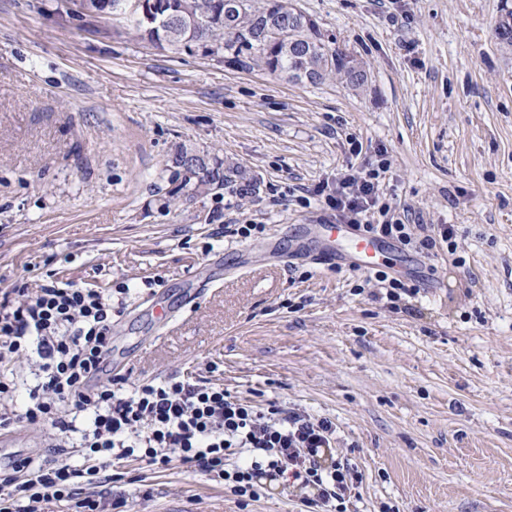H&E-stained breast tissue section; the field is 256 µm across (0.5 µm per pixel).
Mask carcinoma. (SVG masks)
Instances as JSON below:
<instances>
[{"label":"carcinoma","instance_id":"carcinoma-1","mask_svg":"<svg viewBox=\"0 0 512 512\" xmlns=\"http://www.w3.org/2000/svg\"><path fill=\"white\" fill-rule=\"evenodd\" d=\"M171 9L146 20L132 13L140 38L160 50L193 52L215 46L225 59L253 63L291 81L312 84L339 79L353 87L367 81L363 61L331 47L317 22L288 0H170ZM496 38L512 46V12L494 28ZM174 177L192 195L226 184L251 194L257 182L243 172L188 149L176 153Z\"/></svg>","mask_w":512,"mask_h":512}]
</instances>
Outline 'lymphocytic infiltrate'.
<instances>
[{"label":"lymphocytic infiltrate","mask_w":512,"mask_h":512,"mask_svg":"<svg viewBox=\"0 0 512 512\" xmlns=\"http://www.w3.org/2000/svg\"><path fill=\"white\" fill-rule=\"evenodd\" d=\"M386 162L344 173L325 203L336 219L419 251L454 241L415 239L407 215L382 198ZM112 348V292L46 276L0 292V430L45 429L55 447L77 448L83 462L15 460L0 469V512H46L49 500L75 512H120L113 495L120 468L136 460L154 471L182 464L224 486L238 503L260 499L269 481L301 489L298 512H347L360 482L353 464L334 458L336 425L326 417L268 402L259 407L222 384L175 377L124 389L105 377ZM27 362L32 386L18 382Z\"/></svg>","instance_id":"obj_1"}]
</instances>
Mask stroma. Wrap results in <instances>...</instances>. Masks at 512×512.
Returning a JSON list of instances; mask_svg holds the SVG:
<instances>
[{"label": "stroma", "instance_id": "stroma-1", "mask_svg": "<svg viewBox=\"0 0 512 512\" xmlns=\"http://www.w3.org/2000/svg\"><path fill=\"white\" fill-rule=\"evenodd\" d=\"M368 81L297 84L204 52L160 50L130 19L62 22L58 0H0V290L45 274L130 293L112 317L126 386L185 376L335 422L362 474L349 512H512V0H295ZM363 145L353 154L352 141ZM187 146L258 185L204 197L173 182ZM80 156H73V149ZM386 158L392 244L419 292L391 306L316 264L332 212L307 191ZM253 225L212 239V216ZM213 288L170 328L188 281ZM125 512H293L243 505L205 476L126 463Z\"/></svg>", "mask_w": 512, "mask_h": 512}]
</instances>
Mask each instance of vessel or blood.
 <instances>
[{
	"instance_id": "b4317fda",
	"label": "vessel or blood",
	"mask_w": 512,
	"mask_h": 512,
	"mask_svg": "<svg viewBox=\"0 0 512 512\" xmlns=\"http://www.w3.org/2000/svg\"><path fill=\"white\" fill-rule=\"evenodd\" d=\"M323 259L330 262L349 258L355 268L368 272L382 266L387 252L377 239L355 234L346 224H322L318 227ZM204 287L188 289L180 306H158L154 315L160 326L174 323L182 311L193 308L204 294Z\"/></svg>"
}]
</instances>
